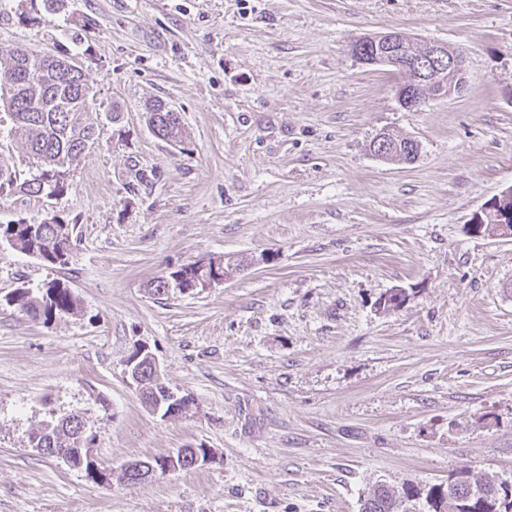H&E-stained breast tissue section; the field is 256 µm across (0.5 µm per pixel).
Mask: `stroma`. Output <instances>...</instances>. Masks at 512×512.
I'll use <instances>...</instances> for the list:
<instances>
[{"mask_svg":"<svg viewBox=\"0 0 512 512\" xmlns=\"http://www.w3.org/2000/svg\"><path fill=\"white\" fill-rule=\"evenodd\" d=\"M392 30L462 51L464 91L403 109L402 75L350 50ZM15 47L81 61L100 136L63 195L0 199V224L73 227L63 267L0 240V512H360L382 483L512 481V238L468 228L512 187V0H6ZM384 130L417 160L377 158ZM224 257L246 265L223 283L147 288ZM51 282L77 311L8 302ZM142 344L185 413L128 384ZM53 412L102 469L214 456L107 488L29 447ZM146 119L152 133L160 140L184 149L183 127L180 112L161 100L147 107Z\"/></svg>","mask_w":512,"mask_h":512,"instance_id":"1","label":"stroma"}]
</instances>
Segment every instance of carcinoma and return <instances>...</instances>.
Segmentation results:
<instances>
[{
  "instance_id": "obj_1",
  "label": "carcinoma",
  "mask_w": 512,
  "mask_h": 512,
  "mask_svg": "<svg viewBox=\"0 0 512 512\" xmlns=\"http://www.w3.org/2000/svg\"><path fill=\"white\" fill-rule=\"evenodd\" d=\"M19 49L7 52L1 75H8L18 89L13 98L1 99L0 105L11 121L10 134L20 141L32 156L36 172L30 179L18 182L16 171L0 162V195L12 192L58 197L67 189L70 168L95 144L98 126L89 117L92 88L86 74H70L61 68V60L46 61L45 56L27 50V57H17ZM146 119L152 133L160 140L183 148L185 143L180 112L156 100L147 107ZM387 157L401 162L409 159L408 144L412 139L385 134ZM73 228L54 218L39 224L19 220L0 224V239L16 249L40 259L48 266H65L72 253ZM175 274L180 289L192 290L199 282L198 269L189 263ZM11 303L35 319L50 320L59 313L78 309V300L69 288L58 282L49 283L41 295L18 288ZM49 433L28 438L29 445L42 449L45 457L55 448L71 447L70 438L79 427L50 415L45 422ZM512 485L491 481H473L466 472L443 484H432L426 492L415 485L400 489L378 485L365 499L361 512H419L416 503L425 501V512H512Z\"/></svg>"
}]
</instances>
